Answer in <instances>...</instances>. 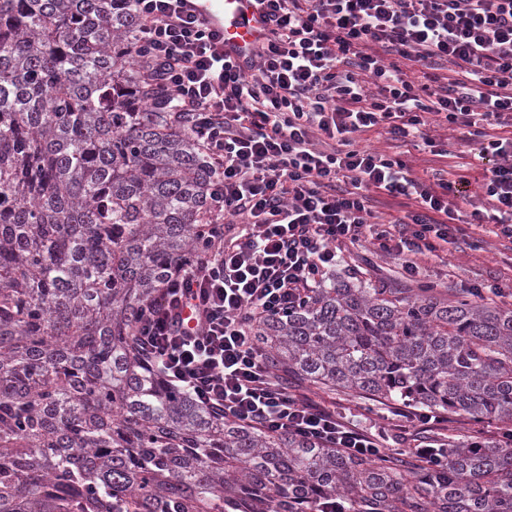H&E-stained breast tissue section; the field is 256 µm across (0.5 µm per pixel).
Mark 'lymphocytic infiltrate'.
Listing matches in <instances>:
<instances>
[{"instance_id": "f902f5d3", "label": "lymphocytic infiltrate", "mask_w": 512, "mask_h": 512, "mask_svg": "<svg viewBox=\"0 0 512 512\" xmlns=\"http://www.w3.org/2000/svg\"><path fill=\"white\" fill-rule=\"evenodd\" d=\"M185 2L130 0L145 82L173 97L218 173L196 259L137 314L146 364L246 426L364 459L418 431L417 455L446 467L436 416L398 406L389 428L357 427L289 392L256 330L320 286L338 243L402 256L413 277L420 256L467 232L512 241V0H259L267 37L245 68ZM445 124L492 159L464 226L450 206L463 179H427L403 154L356 144L375 131L442 156L431 131ZM377 194L406 210L375 221Z\"/></svg>"}]
</instances>
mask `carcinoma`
<instances>
[{
    "label": "carcinoma",
    "instance_id": "carcinoma-1",
    "mask_svg": "<svg viewBox=\"0 0 512 512\" xmlns=\"http://www.w3.org/2000/svg\"><path fill=\"white\" fill-rule=\"evenodd\" d=\"M128 0H0V512H512V447L448 469L224 420L150 371L134 315L207 223L213 167L143 83ZM326 391L512 426V308L312 288L257 328Z\"/></svg>",
    "mask_w": 512,
    "mask_h": 512
}]
</instances>
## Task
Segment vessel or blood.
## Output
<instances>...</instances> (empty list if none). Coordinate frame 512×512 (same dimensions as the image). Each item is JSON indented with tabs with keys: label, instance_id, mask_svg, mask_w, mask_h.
<instances>
[{
	"label": "vessel or blood",
	"instance_id": "b4317fda",
	"mask_svg": "<svg viewBox=\"0 0 512 512\" xmlns=\"http://www.w3.org/2000/svg\"><path fill=\"white\" fill-rule=\"evenodd\" d=\"M186 8L223 35L225 53L237 62L247 61L264 37L265 19L253 0H187Z\"/></svg>",
	"mask_w": 512,
	"mask_h": 512
}]
</instances>
